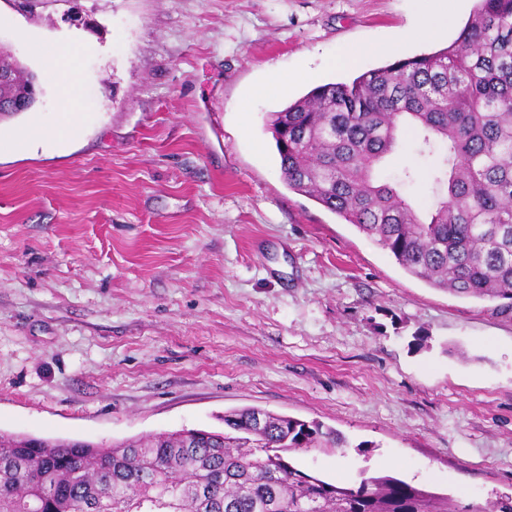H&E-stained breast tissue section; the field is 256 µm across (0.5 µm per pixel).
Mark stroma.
<instances>
[{
	"label": "stroma",
	"instance_id": "obj_1",
	"mask_svg": "<svg viewBox=\"0 0 512 512\" xmlns=\"http://www.w3.org/2000/svg\"><path fill=\"white\" fill-rule=\"evenodd\" d=\"M447 47L475 0H0V49L39 76L0 131L68 127L34 42L69 43L81 122L36 152L0 148V432L109 446L222 429L257 407L343 448L289 452L322 480L390 475L465 507L512 493V313L406 273L288 188L266 126L298 99L269 71L349 82L423 11ZM351 71L329 68L341 46ZM249 108H242V101ZM412 137L375 169L437 200ZM317 77L318 74L315 72H301L288 77H284L273 70L270 72L268 84L265 87L259 89V91H268L280 96H286L288 95L289 88L294 82L299 80H312L316 79Z\"/></svg>",
	"mask_w": 512,
	"mask_h": 512
}]
</instances>
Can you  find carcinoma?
<instances>
[{"label":"carcinoma","instance_id":"obj_1","mask_svg":"<svg viewBox=\"0 0 512 512\" xmlns=\"http://www.w3.org/2000/svg\"><path fill=\"white\" fill-rule=\"evenodd\" d=\"M35 75L0 50V111L36 102ZM280 171L389 251L410 275L512 311V0H477L448 47L313 88L269 115ZM413 133L441 148L434 209L420 215L374 166ZM343 448L317 422L258 408L224 431L182 429L102 448L0 433V512H459L392 476L356 487L293 466L284 453ZM471 512H512L503 495Z\"/></svg>","mask_w":512,"mask_h":512}]
</instances>
